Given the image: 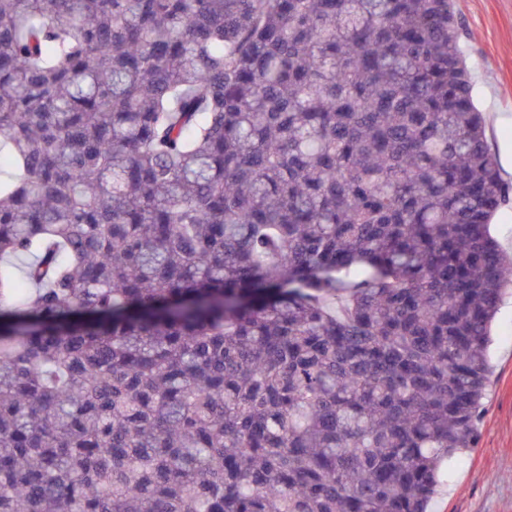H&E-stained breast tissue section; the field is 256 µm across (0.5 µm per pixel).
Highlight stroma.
<instances>
[{
  "mask_svg": "<svg viewBox=\"0 0 512 512\" xmlns=\"http://www.w3.org/2000/svg\"><path fill=\"white\" fill-rule=\"evenodd\" d=\"M474 102L496 116L487 140L496 160L512 159V0H454ZM512 299L493 323L490 379L475 448L443 463L429 512H512Z\"/></svg>",
  "mask_w": 512,
  "mask_h": 512,
  "instance_id": "35a3bbf8",
  "label": "stroma"
}]
</instances>
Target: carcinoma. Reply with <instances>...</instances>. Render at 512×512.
Segmentation results:
<instances>
[{"label":"carcinoma","mask_w":512,"mask_h":512,"mask_svg":"<svg viewBox=\"0 0 512 512\" xmlns=\"http://www.w3.org/2000/svg\"><path fill=\"white\" fill-rule=\"evenodd\" d=\"M452 0H0V512H427L512 289Z\"/></svg>","instance_id":"cac0c4a2"}]
</instances>
